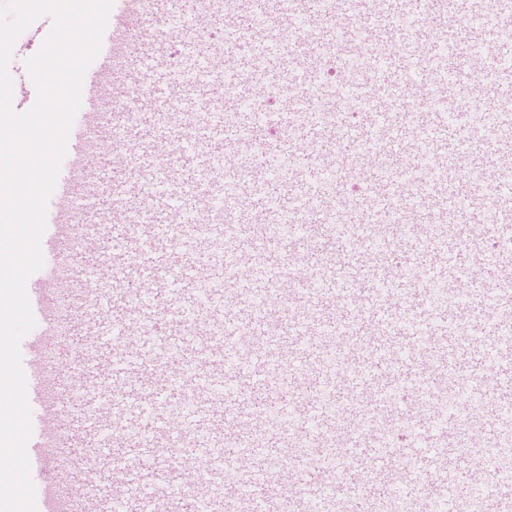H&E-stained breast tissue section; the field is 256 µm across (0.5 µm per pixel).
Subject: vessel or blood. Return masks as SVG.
I'll use <instances>...</instances> for the list:
<instances>
[{"mask_svg":"<svg viewBox=\"0 0 512 512\" xmlns=\"http://www.w3.org/2000/svg\"><path fill=\"white\" fill-rule=\"evenodd\" d=\"M212 8L221 46L186 36ZM509 21L512 0H113L26 284L37 512H512V462L490 450L512 445V255L474 246L512 222V123L473 145L440 110L468 86L475 110L512 103ZM369 56L351 128L315 74ZM285 69L295 94L259 114ZM36 97L14 81L15 113ZM462 198L475 221L449 253L432 236ZM460 371L473 421L453 447L438 391Z\"/></svg>","mask_w":512,"mask_h":512,"instance_id":"vessel-or-blood-1","label":"vessel or blood"}]
</instances>
